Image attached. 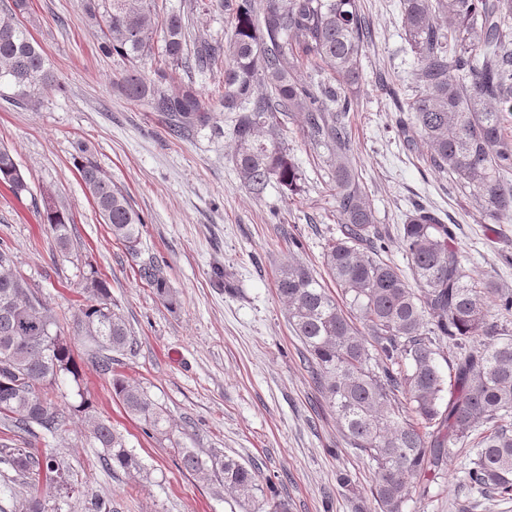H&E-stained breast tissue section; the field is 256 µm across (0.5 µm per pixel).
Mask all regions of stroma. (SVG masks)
I'll list each match as a JSON object with an SVG mask.
<instances>
[{
	"label": "stroma",
	"instance_id": "35a3bbf8",
	"mask_svg": "<svg viewBox=\"0 0 512 512\" xmlns=\"http://www.w3.org/2000/svg\"><path fill=\"white\" fill-rule=\"evenodd\" d=\"M374 31L362 56L364 81L344 122L386 260L401 270L402 227L415 205L455 225V245L475 277L512 289V223L497 224L448 177L430 169L423 152L399 134L393 98L376 85L385 76L406 96L415 68L402 30L398 0H359ZM160 13L183 12L186 40L223 41L231 30L224 0H157ZM24 22L42 47L62 92L17 107L0 96V146L8 148L31 191L15 197L0 185V239L21 272L38 285L59 315L79 367L65 392H87L96 414L123 434L147 474L132 479L106 467L99 448L73 419L50 439L52 452L78 479L70 498L50 494L58 512H85L94 495L112 512H243L210 480L182 471L169 441L147 436L113 396L111 374L140 384L163 404L177 435L202 450L217 449L258 464L290 512H366L372 463L350 448L304 364L305 350L288 324L276 279L288 258L325 276L322 252L336 235V197L328 171L305 143L298 122L279 131L302 178L298 192L270 183L254 195L232 161L230 119L213 109L208 126L187 138L168 134L158 113L122 97L112 81L122 64L97 51L81 0H29ZM129 196L145 218L136 251L116 241L74 165L76 141ZM51 193L72 214L74 246L52 256V241L34 200ZM165 268L170 302L139 276L143 261ZM98 270L137 340L134 353L116 355L111 374L92 364L74 315L85 302L83 278ZM463 456L404 512H512V501L485 499L465 484ZM351 474L352 491L339 490Z\"/></svg>",
	"mask_w": 512,
	"mask_h": 512
}]
</instances>
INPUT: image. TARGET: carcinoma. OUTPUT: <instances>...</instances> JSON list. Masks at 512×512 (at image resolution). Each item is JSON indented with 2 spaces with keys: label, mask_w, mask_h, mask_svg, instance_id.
<instances>
[{
  "label": "carcinoma",
  "mask_w": 512,
  "mask_h": 512,
  "mask_svg": "<svg viewBox=\"0 0 512 512\" xmlns=\"http://www.w3.org/2000/svg\"><path fill=\"white\" fill-rule=\"evenodd\" d=\"M27 0L0 9V86L9 100L29 105L59 90L44 52L20 20ZM232 11L224 44L186 46L185 18H156V0H84L90 25H104L102 55L123 69L113 86L128 101L144 103L164 118L168 131L190 135L207 125L211 110L191 86L164 87L165 71L148 78L140 68L159 55L164 65L209 70L224 58L219 103L235 113L233 160L239 178L260 195L273 180L294 190L300 172L278 139L283 122L301 119L306 140L328 152L336 196L338 237L327 241L323 263L339 288V303L299 261L279 269L277 290L288 323L308 354L311 378L326 396L347 444L372 462L373 512H403L415 481L440 477L457 449L470 447L464 477L475 492L512 499V331L490 311L512 315V292L490 279H474L463 267L454 229L416 205L403 224L400 244L412 280L381 256L382 235L354 157L344 115L363 80L360 57L372 30L359 0H224ZM402 27L416 65L405 102L410 122L401 134L411 149H426L429 166L452 177L494 223L512 219V0H400ZM313 65L319 81L302 82L297 68ZM33 84L22 96L15 82ZM266 92L258 91V86ZM80 180L112 237L134 251L144 219L129 197L91 158L86 143L74 146ZM0 184L17 197L30 192L10 150L0 147ZM41 222L57 256L71 252L74 219L49 195ZM140 277L164 302L170 290L153 262ZM86 304L74 322L90 343L96 367L112 374V392L150 435L170 438L165 410L149 392L112 373V354L132 353L136 339L112 303L110 283L90 269ZM453 359L449 379L438 369L441 343ZM79 380L70 343L59 320L17 268L0 242V418L14 436L0 442L7 462L26 487L20 512H49L44 487L75 491L76 480L38 444L79 416L103 460L135 478L143 471L136 453L109 423L92 415L93 402L61 408L59 383ZM181 468L248 504L251 512H288L254 465L171 442Z\"/></svg>",
  "instance_id": "carcinoma-1"
}]
</instances>
